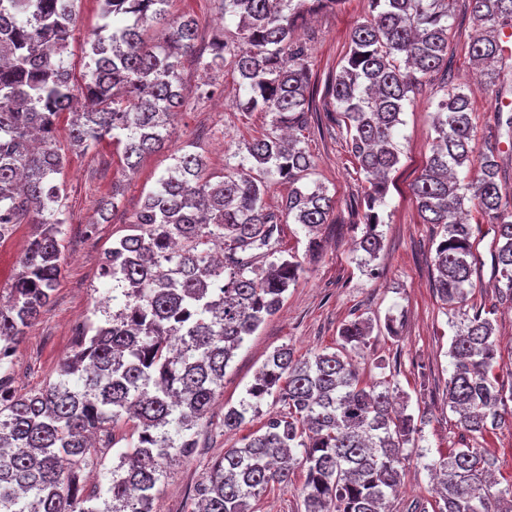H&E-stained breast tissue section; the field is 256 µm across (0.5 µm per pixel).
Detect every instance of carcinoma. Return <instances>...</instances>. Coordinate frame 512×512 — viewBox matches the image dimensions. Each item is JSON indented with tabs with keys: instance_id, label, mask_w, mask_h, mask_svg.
<instances>
[{
	"instance_id": "cac0c4a2",
	"label": "carcinoma",
	"mask_w": 512,
	"mask_h": 512,
	"mask_svg": "<svg viewBox=\"0 0 512 512\" xmlns=\"http://www.w3.org/2000/svg\"><path fill=\"white\" fill-rule=\"evenodd\" d=\"M460 1L477 26L471 59L485 90L500 92L512 72L500 43L512 28V0H373L371 18L352 30L345 64L328 83L365 179V227L355 244L363 265L382 249L378 207L399 163L401 115L412 95L448 70L449 20ZM342 2L224 0L236 36L214 42L206 57L197 52V19L170 16L169 0H100L104 23L85 41L78 82L65 53L80 0H0V244L18 225H32L9 304L0 306V369L49 305L61 273L59 115L72 116V148L110 140L124 146L133 169L144 154L170 146L171 118L185 104L179 69L195 54L207 71L238 73L246 111L290 129L303 123L311 100L296 27L305 13ZM442 90L432 153L412 186L424 221L442 231L434 288L454 309L468 303L473 227L461 213L469 209L496 225L500 300L512 303V201L497 163L501 138H512V113L499 114L497 132L479 144L466 85L446 80ZM247 151L253 164L241 158L214 184L202 155L175 150L133 233L105 253L104 321L84 329L44 388L20 395L9 374L0 375V512H153L167 466L194 453L193 429L208 417L229 362L298 279L297 258L275 256L278 224L302 225L313 256L334 204L323 184L303 183L313 161L299 141L271 132ZM276 181L289 187L279 215L264 202ZM471 309L454 324L448 405L476 440L512 423V388L494 373V310ZM370 329L354 319L341 326L332 351L272 354L238 406L224 412V430L245 425L270 396L285 412L241 447L224 449L197 486L198 512H254L265 493L293 486L298 469L304 512H389L420 427L395 407L390 384L364 382L356 371L348 348L365 345ZM121 420L134 423L137 438L120 453L105 491L88 493L81 473L96 446L115 445ZM495 466L492 454L470 445L433 461V512H512V484L492 491Z\"/></svg>"
}]
</instances>
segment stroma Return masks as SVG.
<instances>
[{
	"mask_svg": "<svg viewBox=\"0 0 512 512\" xmlns=\"http://www.w3.org/2000/svg\"><path fill=\"white\" fill-rule=\"evenodd\" d=\"M169 11L175 16L189 13L197 18L201 51H209L213 40L224 33L219 0H170ZM369 14L370 0H344L336 10L308 16L297 32L298 40L307 48L315 83L313 112L297 136L314 160L313 180L323 183L334 200L320 231L324 248L316 258L306 259L307 238L302 226L280 225V250L303 257L304 270L289 287L280 310L236 352L224 374V391L198 428L202 449L167 468L153 512H195L194 489L215 459L224 449L241 446L244 436L281 411V403L269 398L262 403L259 416L245 427L232 433L224 430L225 410L238 404L275 350L286 346L296 357L308 356L334 345L340 327L359 316L373 323L365 348L351 354L363 379H384L397 387L408 413L422 427L418 448L405 462L393 512H410L414 505L433 501L429 463L471 441L460 428L457 414L450 410L446 395L453 324L461 315L444 305L433 287L438 228L422 218L411 186L431 153L435 136L432 96L437 86L449 79L470 87L475 132L481 138L494 130L500 105L512 102V78L505 81L499 97L481 88L469 60L475 25L469 15L457 14L448 38L447 76H435L402 115L397 138L400 162L390 175L385 203L379 210L383 248L369 266H361L353 243L363 228L365 183L348 151L339 105L328 96L326 85L341 69L352 29ZM101 22L98 0H82L76 36L67 50L74 75L83 73L84 41ZM181 80L190 92L205 80L217 90L202 102L187 97L172 127L173 147L202 154L208 173L222 179L224 166L233 155H246L248 144L270 132L271 117L241 108L239 76L232 70L207 75L194 58L188 57ZM172 164L170 149H162L144 155L134 171L125 172L121 149L109 142L68 153L62 174L67 187L62 272L50 304L12 357L9 377L18 394L37 391L56 377L61 360L72 349L77 321L88 315L94 321L103 320V313L96 310L104 296L100 278L103 255L113 240L127 234L146 194ZM111 196L117 206L107 222H100V203ZM473 240L477 262L469 301L494 311L495 338L501 350L496 373L508 386L512 384V304L500 301L495 288L493 225H476ZM132 433L130 422L116 426L114 447L100 449L83 472L86 487L108 477ZM476 443L498 460V488L512 484V426L496 429Z\"/></svg>",
	"mask_w": 512,
	"mask_h": 512,
	"instance_id": "stroma-1",
	"label": "stroma"
}]
</instances>
